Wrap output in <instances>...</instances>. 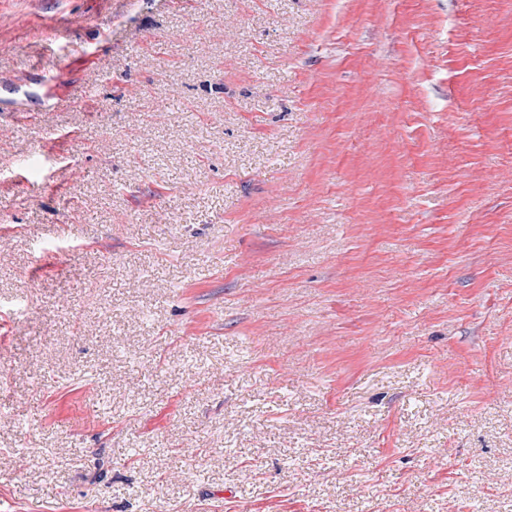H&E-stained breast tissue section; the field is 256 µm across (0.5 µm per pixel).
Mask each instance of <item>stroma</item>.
Returning <instances> with one entry per match:
<instances>
[{
  "mask_svg": "<svg viewBox=\"0 0 512 512\" xmlns=\"http://www.w3.org/2000/svg\"><path fill=\"white\" fill-rule=\"evenodd\" d=\"M0 127V512H512V0H0Z\"/></svg>",
  "mask_w": 512,
  "mask_h": 512,
  "instance_id": "stroma-1",
  "label": "stroma"
}]
</instances>
